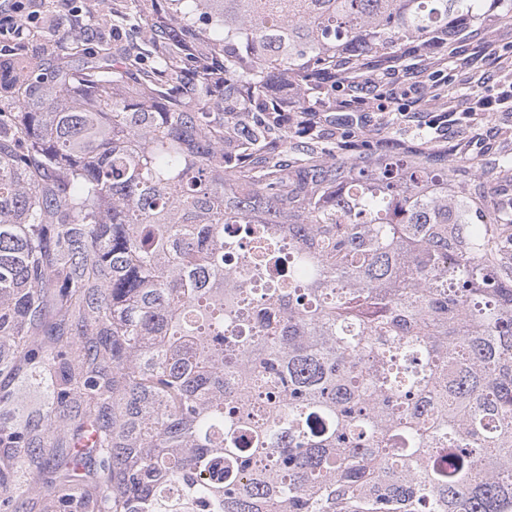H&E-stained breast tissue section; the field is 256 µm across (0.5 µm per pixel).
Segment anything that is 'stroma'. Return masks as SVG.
<instances>
[{"label":"stroma","mask_w":512,"mask_h":512,"mask_svg":"<svg viewBox=\"0 0 512 512\" xmlns=\"http://www.w3.org/2000/svg\"><path fill=\"white\" fill-rule=\"evenodd\" d=\"M123 5L124 0H42L40 18L15 39L14 46L54 51L77 21L83 26L84 47L112 46V15ZM445 57L448 82L441 92L453 100L456 122L436 133L391 114L383 121L385 134L424 145L427 151L446 156L452 167L471 161L484 183L499 185L503 175L494 162L512 155V112H474L470 105L474 95L496 94L499 85L512 82V24L490 25L481 34L453 39Z\"/></svg>","instance_id":"obj_1"}]
</instances>
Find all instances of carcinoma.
<instances>
[{
    "instance_id": "obj_1",
    "label": "carcinoma",
    "mask_w": 512,
    "mask_h": 512,
    "mask_svg": "<svg viewBox=\"0 0 512 512\" xmlns=\"http://www.w3.org/2000/svg\"><path fill=\"white\" fill-rule=\"evenodd\" d=\"M131 2L0 52V512H512V204L314 121L482 0Z\"/></svg>"
}]
</instances>
